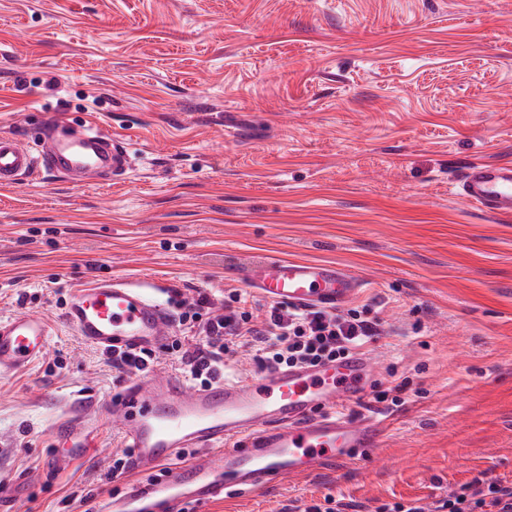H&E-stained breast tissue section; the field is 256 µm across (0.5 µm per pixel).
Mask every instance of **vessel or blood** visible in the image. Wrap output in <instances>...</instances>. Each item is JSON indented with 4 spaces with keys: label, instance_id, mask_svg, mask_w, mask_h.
I'll list each match as a JSON object with an SVG mask.
<instances>
[{
    "label": "vessel or blood",
    "instance_id": "obj_1",
    "mask_svg": "<svg viewBox=\"0 0 512 512\" xmlns=\"http://www.w3.org/2000/svg\"><path fill=\"white\" fill-rule=\"evenodd\" d=\"M46 132V141L34 143L0 134L1 187L41 169L81 185L121 180L135 165L129 148L96 125L72 132L50 120ZM460 188L466 200L512 214L511 164L472 163ZM253 284L270 301L323 308L342 305L360 287L344 269L308 260L267 261ZM168 290L156 280L99 279L72 291L63 318L91 346L154 348L173 334L163 300ZM49 336L50 323L38 313L0 320V376L30 367ZM370 374L369 358L355 353L337 364L276 370L247 383L227 379L189 388L177 376L155 372L129 380L101 411L123 430L133 471L165 466L169 473L157 483H130L99 512H180L189 502L257 491L373 452L383 436L381 421L343 411L364 395ZM52 433L80 459L97 446L96 426L84 415L58 416ZM189 449L194 457L181 461Z\"/></svg>",
    "mask_w": 512,
    "mask_h": 512
}]
</instances>
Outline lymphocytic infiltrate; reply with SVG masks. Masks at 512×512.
<instances>
[{
    "mask_svg": "<svg viewBox=\"0 0 512 512\" xmlns=\"http://www.w3.org/2000/svg\"><path fill=\"white\" fill-rule=\"evenodd\" d=\"M170 303L183 335L171 337L157 350L111 352L109 363L117 379L152 372L167 356L190 386H205L223 379L227 361L241 347L249 348L263 368L275 370L345 358L382 334L378 320L354 309L274 303L259 321L235 291L225 295L219 308L201 291L191 296L174 292ZM396 512H512V487L476 480L446 497L398 506Z\"/></svg>",
    "mask_w": 512,
    "mask_h": 512,
    "instance_id": "obj_1",
    "label": "lymphocytic infiltrate"
}]
</instances>
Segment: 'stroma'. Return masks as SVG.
<instances>
[{"instance_id":"1","label":"stroma","mask_w":512,"mask_h":512,"mask_svg":"<svg viewBox=\"0 0 512 512\" xmlns=\"http://www.w3.org/2000/svg\"><path fill=\"white\" fill-rule=\"evenodd\" d=\"M52 118L98 125L136 167L0 188V319L52 326L42 358L0 377L10 512H85L123 488L111 420L89 459L54 453L55 415L117 389L61 294L151 277L261 306L245 273L275 258L361 280L347 305L384 334L348 412L384 434L370 458L196 512H300L328 494L376 512L512 484V215L459 192L467 164L512 163V0H0V133ZM403 378V405L376 402Z\"/></svg>"}]
</instances>
